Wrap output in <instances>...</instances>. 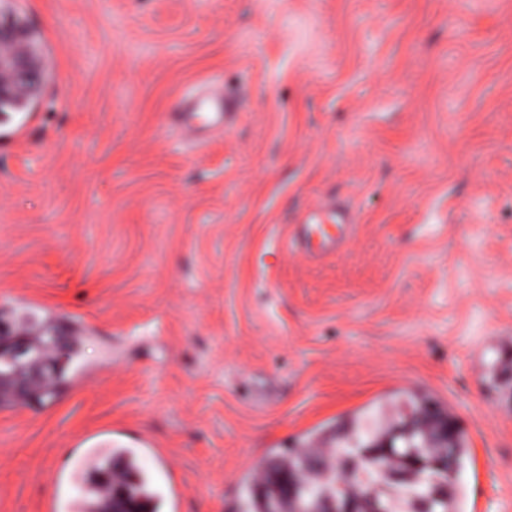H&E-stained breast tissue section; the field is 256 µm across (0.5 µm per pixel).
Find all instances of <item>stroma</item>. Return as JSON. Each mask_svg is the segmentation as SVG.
Here are the masks:
<instances>
[{
	"label": "stroma",
	"mask_w": 512,
	"mask_h": 512,
	"mask_svg": "<svg viewBox=\"0 0 512 512\" xmlns=\"http://www.w3.org/2000/svg\"><path fill=\"white\" fill-rule=\"evenodd\" d=\"M40 47L0 112V326L70 343L53 401L0 408V512H72L98 448L159 512L364 407L427 394L461 512H512V0H8ZM238 109L197 144L201 83ZM335 255L289 246L329 201Z\"/></svg>",
	"instance_id": "stroma-1"
}]
</instances>
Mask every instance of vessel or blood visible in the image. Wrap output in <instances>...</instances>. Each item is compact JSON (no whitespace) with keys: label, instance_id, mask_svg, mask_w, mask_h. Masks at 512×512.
<instances>
[{"label":"vessel or blood","instance_id":"1","mask_svg":"<svg viewBox=\"0 0 512 512\" xmlns=\"http://www.w3.org/2000/svg\"><path fill=\"white\" fill-rule=\"evenodd\" d=\"M233 109L223 96L198 93L179 101L174 112L176 127L194 135L204 128L220 131ZM354 224L348 209L330 205L308 214L302 224L296 225L294 239L303 253L319 258L338 251L352 235Z\"/></svg>","mask_w":512,"mask_h":512}]
</instances>
